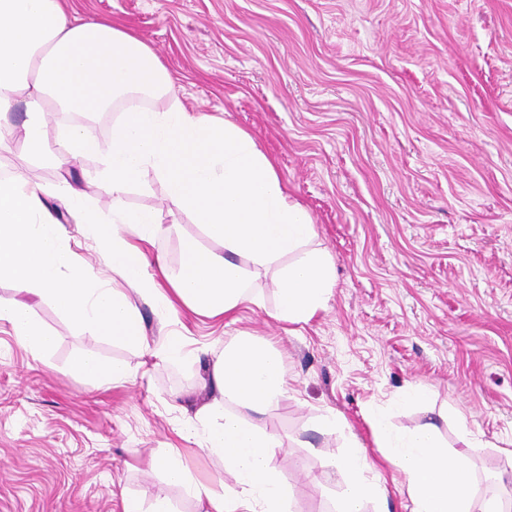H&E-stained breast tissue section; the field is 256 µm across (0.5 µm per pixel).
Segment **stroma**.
<instances>
[{
    "label": "stroma",
    "mask_w": 512,
    "mask_h": 512,
    "mask_svg": "<svg viewBox=\"0 0 512 512\" xmlns=\"http://www.w3.org/2000/svg\"><path fill=\"white\" fill-rule=\"evenodd\" d=\"M158 55L172 84L116 100L89 118L100 141L130 106L182 108L249 132L293 199L311 214L313 247L336 268L323 309L289 325L275 317L273 270L233 315L169 312L128 291L148 335L184 334L195 356L171 361L92 335L49 300L23 298L57 338L43 359L0 323V512H122L121 496L198 500L149 466L180 449L196 479L233 488L221 456L184 436L208 396L209 355L238 336L280 351L283 395L265 414L228 404L277 447L272 465L291 512H337L345 482L329 460L360 446L378 491L364 512H411L404 477L373 428L433 426L443 452L472 467L473 506L512 502V0H67ZM105 159L42 164L23 139L0 173L46 188L83 186L112 221ZM154 210L162 232L144 245L150 272L177 267L203 235L146 171L124 198ZM49 205L76 240L73 267L112 282L104 250L60 199ZM90 350L125 363L101 388L68 368ZM427 390L410 400L413 387Z\"/></svg>",
    "instance_id": "1"
}]
</instances>
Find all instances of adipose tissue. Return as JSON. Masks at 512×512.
<instances>
[{
    "label": "adipose tissue",
    "instance_id": "adipose-tissue-1",
    "mask_svg": "<svg viewBox=\"0 0 512 512\" xmlns=\"http://www.w3.org/2000/svg\"><path fill=\"white\" fill-rule=\"evenodd\" d=\"M170 76L150 46L101 18L69 13L63 0H0V116L24 102L25 140L32 158L71 162L90 153L103 154L104 176L112 192V222L100 223L83 206L84 193L66 184L57 188L81 223L92 227L120 287L91 285L80 272L63 274L73 252V237L43 202L46 188L13 176L0 178V277L19 291L54 302L68 317L95 335L138 351H154L170 360L189 357L183 336L171 332L147 336L137 309L126 296L136 291L164 308L182 305L194 314L223 316L247 299L253 268L276 265L275 316L286 323L308 321L321 309L333 282L330 255L311 247L315 235L310 213L292 200L272 162L253 137L228 119L185 110L122 112L112 138L100 143L75 126L56 138L46 133V115L61 109L93 115L127 90L156 92ZM153 170L169 200L193 216L210 247L187 242L177 269H163L167 289L148 271L143 244L162 230L154 212L129 211L123 197ZM129 225L124 236L120 225ZM288 265H281V258ZM8 323L17 340L37 358L55 346V338L16 301L0 300V323ZM69 370L99 385L124 381L125 364L102 362L76 353ZM280 353L241 336L215 356L202 382L214 391L192 422L207 425V451L223 455L234 475L230 493L207 495L206 512H288V501L271 465L274 439L240 423L224 410L234 401L264 414L284 390ZM389 461L405 476L412 512H472L471 474L463 459L439 450L433 428L424 426L401 436L377 421ZM346 491L339 512H363L374 494L370 466L354 450L334 462Z\"/></svg>",
    "mask_w": 512,
    "mask_h": 512
}]
</instances>
